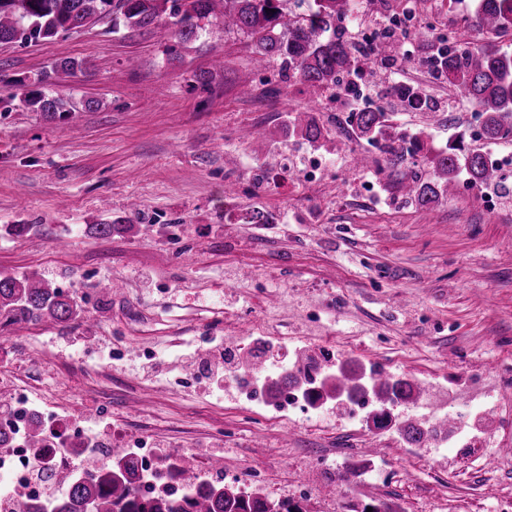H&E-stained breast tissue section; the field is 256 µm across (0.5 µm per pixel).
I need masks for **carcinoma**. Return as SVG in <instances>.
<instances>
[{
	"label": "carcinoma",
	"mask_w": 512,
	"mask_h": 512,
	"mask_svg": "<svg viewBox=\"0 0 512 512\" xmlns=\"http://www.w3.org/2000/svg\"><path fill=\"white\" fill-rule=\"evenodd\" d=\"M215 0H0V43H37L56 38L65 31L105 22L110 29L165 27L168 19L178 27L183 40L197 36L199 21L213 13ZM296 11L286 15L281 0H224V29H238L256 37L262 64L279 60L288 67L289 77L302 91L317 98L341 87V76L352 72L375 83L383 82L374 66L373 55H390L391 42H381L376 50L359 52L351 44L343 22L352 11L351 0H294ZM469 25L483 35L474 44L457 37L443 47L440 69L448 87L476 112L481 123L480 138L488 145L512 144V50L501 44V37L512 32V0H475L467 18ZM404 37L425 48L434 38L433 28L422 24ZM79 62L60 58L51 63L40 81L52 76L72 77ZM24 102L33 111L52 120L65 115L63 100L42 89L25 93ZM408 108L402 96L390 108L353 112L352 133L369 143L383 141L390 153L392 167H397L404 154L417 155L424 150L421 138L414 136L410 147L400 151L406 136L385 113ZM293 132L304 140L317 143L327 135L326 129L310 112H296L291 117ZM427 175L397 173L395 185L408 202L418 208L434 203L439 195L455 197L461 181L469 184L498 185L504 195H512V183L503 180L488 153L472 148L459 136L439 149L423 156ZM88 318L77 297L52 286L36 272L0 273V322L3 326L37 324L51 321L69 324ZM313 357L302 353L301 367L278 381L294 386L316 401L328 398L346 402L363 395L372 396L377 406L408 402L414 385L389 376L378 386L374 378L349 371L344 364L336 373L319 371L311 374L308 364ZM448 426L439 422L424 429L407 423L397 428L409 444H419L432 433L445 432ZM178 483L194 490L183 499L181 508L166 498L142 500L136 495L140 480L138 466L124 449L113 451L109 460L86 454L81 468L50 475L61 486L62 495L45 500L16 499L9 512H269V499L261 492H245L234 487L224 491V479L203 481L186 459L171 466Z\"/></svg>",
	"instance_id": "obj_1"
}]
</instances>
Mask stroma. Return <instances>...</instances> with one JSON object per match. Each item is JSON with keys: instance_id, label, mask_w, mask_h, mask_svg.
I'll list each match as a JSON object with an SVG mask.
<instances>
[{"instance_id": "stroma-1", "label": "stroma", "mask_w": 512, "mask_h": 512, "mask_svg": "<svg viewBox=\"0 0 512 512\" xmlns=\"http://www.w3.org/2000/svg\"><path fill=\"white\" fill-rule=\"evenodd\" d=\"M223 12L219 2L188 41L171 27L96 24L0 44V271L95 296L93 321L8 328L0 372L91 424L111 397L113 427L150 434L164 462L206 450L223 457L225 482L260 470L259 490L302 512L379 499L396 512H500L512 458L489 451L512 449V198L474 187L424 210L405 204L372 144L341 134L351 104L311 100L280 63L256 68L254 38L225 30ZM65 57L80 67L49 91L71 116L49 121L25 106L24 87ZM300 109L328 137L289 132ZM470 113L394 121L439 148ZM313 151L325 168L310 183L300 168ZM357 155L368 167L356 174ZM109 218L127 231L86 233ZM11 224L45 230L17 237ZM108 278L124 292H100ZM257 345L422 383L425 406L398 404L396 421L434 422L449 402L481 413L484 444L418 447L329 405L284 423L245 408L229 378L217 390L168 386L203 358ZM347 460L374 468V482L337 490Z\"/></svg>"}]
</instances>
